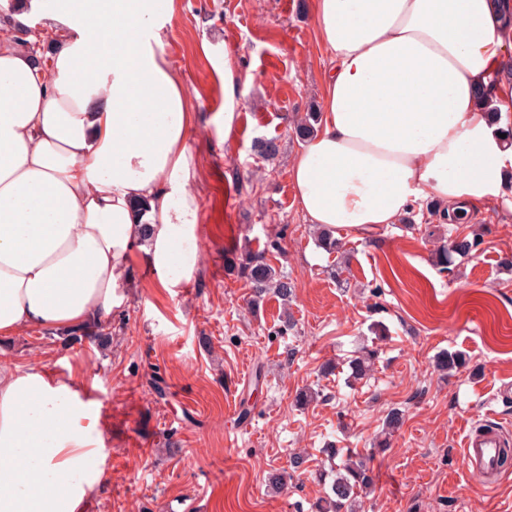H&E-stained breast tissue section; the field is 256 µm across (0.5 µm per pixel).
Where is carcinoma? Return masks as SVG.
Masks as SVG:
<instances>
[{
    "label": "carcinoma",
    "mask_w": 512,
    "mask_h": 512,
    "mask_svg": "<svg viewBox=\"0 0 512 512\" xmlns=\"http://www.w3.org/2000/svg\"><path fill=\"white\" fill-rule=\"evenodd\" d=\"M254 151L269 160L278 154L279 148L276 140L261 139L255 142ZM479 244L476 237L457 236L437 250L435 264L446 271L454 264L455 257L471 253ZM239 273L251 288L254 303L270 292L284 302L293 296L291 278L277 273L264 249L244 251V257L239 262ZM370 463L371 459L358 456L354 450H347L341 463L336 465V478L330 484V493L315 505L316 512H359L361 503L358 493L373 485Z\"/></svg>",
    "instance_id": "1"
}]
</instances>
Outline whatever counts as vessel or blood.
Listing matches in <instances>:
<instances>
[{"label":"vessel or blood","mask_w":512,"mask_h":512,"mask_svg":"<svg viewBox=\"0 0 512 512\" xmlns=\"http://www.w3.org/2000/svg\"><path fill=\"white\" fill-rule=\"evenodd\" d=\"M505 440L500 428L483 422L470 424L463 439L462 466L487 488H496L502 478L499 458Z\"/></svg>","instance_id":"vessel-or-blood-1"}]
</instances>
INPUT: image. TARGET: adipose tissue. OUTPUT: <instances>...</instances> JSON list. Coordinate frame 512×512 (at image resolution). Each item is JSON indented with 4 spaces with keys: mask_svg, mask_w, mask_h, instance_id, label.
Returning a JSON list of instances; mask_svg holds the SVG:
<instances>
[{
    "mask_svg": "<svg viewBox=\"0 0 512 512\" xmlns=\"http://www.w3.org/2000/svg\"><path fill=\"white\" fill-rule=\"evenodd\" d=\"M63 2L68 30L48 35L47 54L0 38L3 339L110 317L135 255L171 293L199 262L194 111L160 51L175 0ZM500 15L499 0H314L329 67L320 122L289 168L310 223L396 224L431 195L453 211L504 202ZM82 388L0 367V512H85L106 451Z\"/></svg>",
    "mask_w": 512,
    "mask_h": 512,
    "instance_id": "ef3b65f1",
    "label": "adipose tissue"
}]
</instances>
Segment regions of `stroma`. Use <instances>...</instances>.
<instances>
[{"mask_svg":"<svg viewBox=\"0 0 512 512\" xmlns=\"http://www.w3.org/2000/svg\"><path fill=\"white\" fill-rule=\"evenodd\" d=\"M161 49L196 113V272L171 294L135 257L107 345L38 329L0 345L1 364L89 384L107 458L87 512H295L325 496L332 446L372 456L366 512H506L512 469L490 489L461 454L470 422L512 433V209L473 207L448 224L421 200L404 222L336 229L340 247L325 251L288 175L303 145L294 121L320 110L328 65L310 0H175ZM228 52L244 77L229 131L217 74ZM261 138L276 140L274 160L254 152ZM473 234L476 251L435 266L436 246ZM263 247L295 289L255 309L224 253ZM369 350L370 371L352 380L350 361ZM443 351L466 366L444 375ZM153 374L166 399L150 391ZM303 389L318 396L300 406ZM394 409L403 420L388 436ZM296 452L307 457L297 472Z\"/></svg>","mask_w":512,"mask_h":512,"instance_id":"obj_1","label":"stroma"}]
</instances>
